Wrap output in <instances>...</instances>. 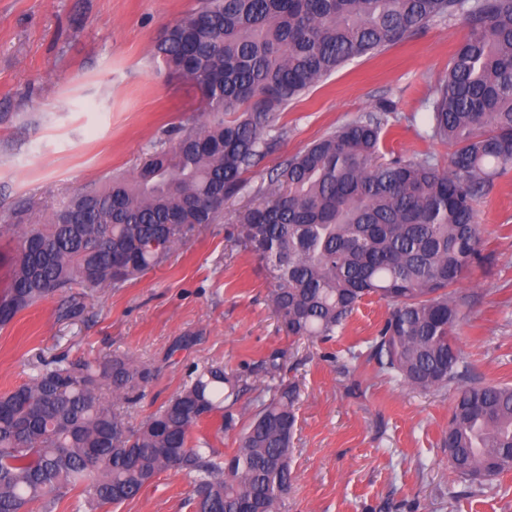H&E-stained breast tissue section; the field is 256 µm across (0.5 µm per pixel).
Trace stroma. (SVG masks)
I'll return each instance as SVG.
<instances>
[{
  "label": "stroma",
  "instance_id": "obj_1",
  "mask_svg": "<svg viewBox=\"0 0 512 512\" xmlns=\"http://www.w3.org/2000/svg\"><path fill=\"white\" fill-rule=\"evenodd\" d=\"M199 0H0V219L37 224L64 197L133 173L167 129L195 118L198 95L153 58V43ZM465 35L437 21L381 53L353 59L280 112L246 188L212 224L160 264L117 285L72 286L0 326V392L40 360L113 355L158 364L145 398L123 416L139 425L195 367L261 376L279 353L295 385V479L281 512H512V473L475 485L448 465L442 438L450 390L420 391L379 374L370 347L387 309L363 303L328 342L288 335L264 264L231 237L237 216L288 158L358 116L388 109L387 149L446 164L426 138L431 89ZM481 264L461 282L475 298L453 334L464 360L512 383V172L477 206ZM79 303L65 317L63 302ZM189 479L168 471L133 500L100 512H194Z\"/></svg>",
  "mask_w": 512,
  "mask_h": 512
}]
</instances>
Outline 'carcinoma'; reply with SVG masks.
Here are the masks:
<instances>
[{"label": "carcinoma", "mask_w": 512, "mask_h": 512, "mask_svg": "<svg viewBox=\"0 0 512 512\" xmlns=\"http://www.w3.org/2000/svg\"><path fill=\"white\" fill-rule=\"evenodd\" d=\"M445 19L467 28L427 99L428 136L451 146L447 168L385 152L381 108L283 163L240 215L241 236L266 261L293 336L330 340L365 299L384 302L371 351L378 371L413 389L456 391L443 440L452 471L465 480L512 472V386L472 377L453 336L473 298L459 285L482 259L477 201L512 169V0H202L155 41L153 57L200 90L203 120L44 223L0 225L14 244L0 324L76 282L124 281L118 258L158 264L244 189L289 102ZM281 369L272 354L249 383L211 363L132 429L113 407L139 403L150 364L43 365L0 393V512L46 508L82 484L94 512L171 470L189 478L196 512H278L293 481L296 400L276 381ZM246 390L260 391V404L236 448L220 459L208 441H192L218 413L233 428Z\"/></svg>", "instance_id": "carcinoma-1"}]
</instances>
